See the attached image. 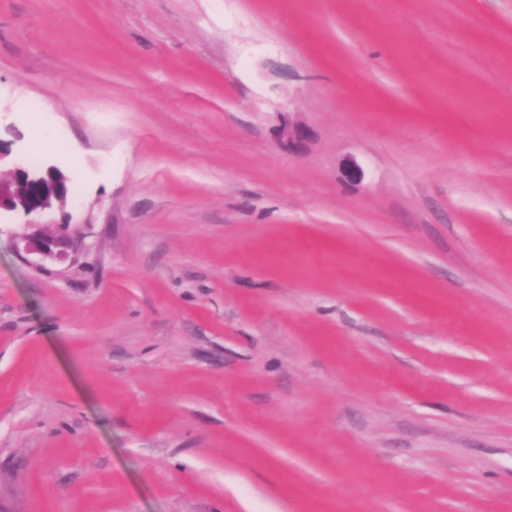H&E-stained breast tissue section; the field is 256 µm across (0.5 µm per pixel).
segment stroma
I'll list each match as a JSON object with an SVG mask.
<instances>
[{"label": "stroma", "instance_id": "1", "mask_svg": "<svg viewBox=\"0 0 512 512\" xmlns=\"http://www.w3.org/2000/svg\"><path fill=\"white\" fill-rule=\"evenodd\" d=\"M0 143L13 512H512V0H0ZM68 182L55 166L31 169L13 161L11 180H0V212H16L27 219L26 224H40L37 218L65 202ZM74 245V235L70 231L69 224L62 225L60 232L51 237L42 236L39 233L31 234L27 241L26 249L44 258L64 259L67 252Z\"/></svg>", "mask_w": 512, "mask_h": 512}]
</instances>
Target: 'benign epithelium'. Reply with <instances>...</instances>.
Segmentation results:
<instances>
[{"label": "benign epithelium", "instance_id": "benign-epithelium-1", "mask_svg": "<svg viewBox=\"0 0 512 512\" xmlns=\"http://www.w3.org/2000/svg\"><path fill=\"white\" fill-rule=\"evenodd\" d=\"M69 179L55 166L31 169L24 164L12 162V176L8 182L0 180V211L16 212L37 223L43 213L55 204L65 202ZM74 245V235L69 224L62 225L60 232L51 237L32 234L26 245L27 251L44 258L63 259Z\"/></svg>", "mask_w": 512, "mask_h": 512}]
</instances>
